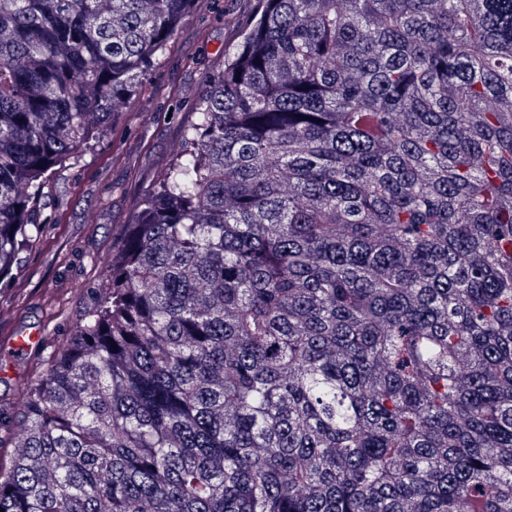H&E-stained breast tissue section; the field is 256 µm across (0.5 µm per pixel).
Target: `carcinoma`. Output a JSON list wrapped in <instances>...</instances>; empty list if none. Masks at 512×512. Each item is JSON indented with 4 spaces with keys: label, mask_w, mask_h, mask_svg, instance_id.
<instances>
[{
    "label": "carcinoma",
    "mask_w": 512,
    "mask_h": 512,
    "mask_svg": "<svg viewBox=\"0 0 512 512\" xmlns=\"http://www.w3.org/2000/svg\"><path fill=\"white\" fill-rule=\"evenodd\" d=\"M194 0H0V280ZM4 512H512V0H258Z\"/></svg>",
    "instance_id": "carcinoma-1"
}]
</instances>
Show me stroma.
Instances as JSON below:
<instances>
[{
    "instance_id": "obj_1",
    "label": "stroma",
    "mask_w": 512,
    "mask_h": 512,
    "mask_svg": "<svg viewBox=\"0 0 512 512\" xmlns=\"http://www.w3.org/2000/svg\"><path fill=\"white\" fill-rule=\"evenodd\" d=\"M257 0H194L189 18L128 110L90 149L57 168L47 188L41 239L21 255L16 277L0 282V329L35 334L40 346L0 362V467L20 389L38 382L75 319L102 291L111 259L137 204L181 144L191 120L190 101L205 77L241 39L239 23Z\"/></svg>"
}]
</instances>
